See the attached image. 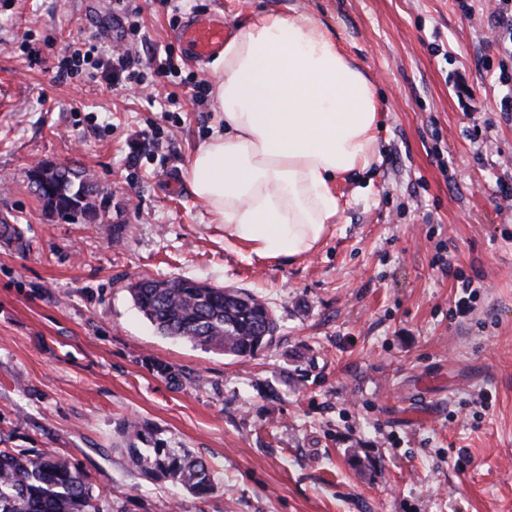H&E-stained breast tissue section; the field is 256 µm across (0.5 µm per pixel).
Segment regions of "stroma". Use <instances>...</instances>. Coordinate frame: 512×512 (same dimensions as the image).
<instances>
[{
	"instance_id": "35a3bbf8",
	"label": "stroma",
	"mask_w": 512,
	"mask_h": 512,
	"mask_svg": "<svg viewBox=\"0 0 512 512\" xmlns=\"http://www.w3.org/2000/svg\"><path fill=\"white\" fill-rule=\"evenodd\" d=\"M136 3L179 66L147 95L56 74L72 41H122L112 0H0V218L27 241H0V448L69 456L105 512H512V59L492 0ZM263 12L323 23L375 82L380 123L331 235L276 262L226 242L187 180L217 115L189 85L211 61L177 39L194 16L229 34ZM150 123L164 133L140 144ZM40 160L112 190L119 236L50 220L25 181ZM174 276L261 296L275 343L242 361L160 335L127 286ZM464 276L480 290L459 317ZM129 420L203 458L213 492L141 475Z\"/></svg>"
}]
</instances>
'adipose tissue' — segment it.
Segmentation results:
<instances>
[{"label":"adipose tissue","instance_id":"1","mask_svg":"<svg viewBox=\"0 0 512 512\" xmlns=\"http://www.w3.org/2000/svg\"><path fill=\"white\" fill-rule=\"evenodd\" d=\"M210 95L220 122L189 159L194 195L249 255H311L340 213L337 177L378 152L371 78L322 23L262 13L235 26Z\"/></svg>","mask_w":512,"mask_h":512}]
</instances>
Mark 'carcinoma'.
Returning a JSON list of instances; mask_svg holds the SVG:
<instances>
[{"mask_svg": "<svg viewBox=\"0 0 512 512\" xmlns=\"http://www.w3.org/2000/svg\"><path fill=\"white\" fill-rule=\"evenodd\" d=\"M112 193L84 170L54 165L37 195L46 213L68 224H102ZM0 236L23 246L22 231L0 219ZM134 306L160 334L241 360L271 345L278 323L267 303L244 288L187 277L141 278L128 286ZM129 460L153 481L178 484L199 497L214 489L211 469L188 448H170L155 431L127 421ZM0 512H104L86 476L56 451L0 448Z\"/></svg>", "mask_w": 512, "mask_h": 512, "instance_id": "carcinoma-1", "label": "carcinoma"}]
</instances>
